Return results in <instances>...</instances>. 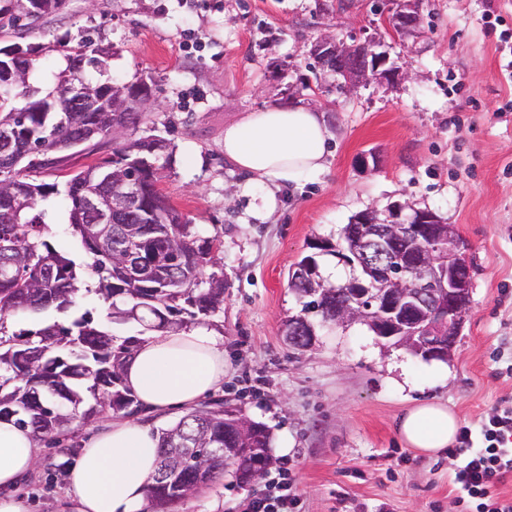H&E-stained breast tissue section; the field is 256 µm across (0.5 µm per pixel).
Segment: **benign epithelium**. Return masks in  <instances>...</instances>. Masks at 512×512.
I'll return each mask as SVG.
<instances>
[{"label":"benign epithelium","mask_w":512,"mask_h":512,"mask_svg":"<svg viewBox=\"0 0 512 512\" xmlns=\"http://www.w3.org/2000/svg\"><path fill=\"white\" fill-rule=\"evenodd\" d=\"M391 4L383 17L386 32L400 41L419 35L420 0H391ZM380 46L376 40L348 43L324 35L312 42L309 56L316 68L336 75L342 87L351 89L373 80H388L399 72L397 67H386V52L376 51ZM108 98L101 90L89 97L82 87L72 84L63 101L68 112H97ZM100 180L103 191L84 197L83 208L93 222L110 224L117 210L108 208L106 200L120 193L139 201L141 182L119 188L105 171ZM403 211L404 206L395 203L384 221L372 211H363L349 224L346 251L358 258L360 275L336 292L332 314L336 323L342 324L352 313L381 338L415 337L411 352L425 359H446L469 306L471 270L465 259L466 247L454 228L435 212L414 209L405 216ZM303 335L314 336L308 321L288 323L290 344L309 347L311 342L301 339Z\"/></svg>","instance_id":"7a95c632"}]
</instances>
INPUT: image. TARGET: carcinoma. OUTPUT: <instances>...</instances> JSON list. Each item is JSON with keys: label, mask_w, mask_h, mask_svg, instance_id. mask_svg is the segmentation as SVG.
I'll list each match as a JSON object with an SVG mask.
<instances>
[{"label": "carcinoma", "mask_w": 512, "mask_h": 512, "mask_svg": "<svg viewBox=\"0 0 512 512\" xmlns=\"http://www.w3.org/2000/svg\"><path fill=\"white\" fill-rule=\"evenodd\" d=\"M58 0H41L43 14H32L34 0H0V28L27 34L54 12ZM102 49L84 38L67 56L61 74L90 88L97 85L86 72L101 64ZM19 82L0 86V122L16 129L15 153L0 157V420H12L30 431L33 439L63 431L76 418L85 422L101 412L135 410L137 400L123 384L122 371L134 354L137 340L118 343L106 329L85 313L70 325L43 324L36 331L4 337L6 320L21 311L41 313L64 309L83 288L81 265L56 249L45 237L46 224L39 202L52 195L67 201L68 223L97 276L95 293L108 305L110 321L154 319L156 328H181L201 323L224 303V272L220 266L223 241L219 234L202 236L185 222L174 207L161 220L145 224L138 209H129L116 224H90L79 199L100 188L92 167L73 175L59 188L38 183L33 171L49 161L16 165L18 157L35 158L53 153L67 142L96 129L99 138L116 143L112 154H131L130 139L139 128L142 113L127 112L129 131L113 129L111 112H60L49 101L64 91L62 82L47 92L30 82L37 68L28 55L14 58ZM117 180L149 174L134 166L118 167L104 160ZM22 193L29 205L15 211L11 196ZM213 271L208 273L206 268ZM269 433L258 422H247L239 411L218 406L184 415L160 435L158 467L168 472L152 477L147 495L155 512L186 498L224 471V456L246 448L234 466L241 482L258 479L271 461Z\"/></svg>", "instance_id": "1"}]
</instances>
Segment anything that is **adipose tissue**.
Returning a JSON list of instances; mask_svg holds the SVG:
<instances>
[{
    "label": "adipose tissue",
    "instance_id": "adipose-tissue-1",
    "mask_svg": "<svg viewBox=\"0 0 512 512\" xmlns=\"http://www.w3.org/2000/svg\"><path fill=\"white\" fill-rule=\"evenodd\" d=\"M328 131L316 109L272 107L250 113L224 130V154L258 184L280 185L319 174ZM125 385L158 408L186 407L224 380V343L197 327L165 332L142 344L123 371ZM409 447L447 450L458 420L447 406L422 402L400 419ZM158 459V438L146 427L114 421L82 448L70 467L69 489L79 512H140ZM36 463L30 433L0 421V488L13 486Z\"/></svg>",
    "mask_w": 512,
    "mask_h": 512
}]
</instances>
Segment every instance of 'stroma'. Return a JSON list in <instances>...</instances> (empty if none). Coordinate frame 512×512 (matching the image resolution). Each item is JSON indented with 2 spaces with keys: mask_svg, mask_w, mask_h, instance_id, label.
<instances>
[{
  "mask_svg": "<svg viewBox=\"0 0 512 512\" xmlns=\"http://www.w3.org/2000/svg\"><path fill=\"white\" fill-rule=\"evenodd\" d=\"M64 0L31 32L39 69L33 82L52 89L80 37L105 50L94 82H151L154 106L139 131L166 139L160 188L201 235L220 234L224 304L204 326L224 341V382L201 396L239 409L268 429L271 443L287 439L288 465L300 512H460L447 454L409 448L397 430L413 405L435 400L460 426H477L512 403V374L497 357L512 351V0H422L421 33L396 41L380 12L387 0ZM381 39L404 70L393 82L351 92L334 75L315 70L312 40ZM315 107L331 135L325 170L274 192L264 219L253 208L262 188L224 155V129L269 107ZM111 145L65 151L36 174L41 183L111 157ZM429 209L467 245L470 304L447 360L435 362L377 337L355 322L336 324L304 312L288 286L302 258L332 268L336 284L351 267L339 260L342 231L359 212L386 215L393 203ZM49 240L77 254L62 197L40 202ZM328 244L313 254L314 242ZM109 324L116 340L145 342L151 330L135 320L109 322L95 292L73 306L9 319V331L43 322L63 325L83 313ZM306 316L311 348L289 346V319ZM105 412L74 420L44 438L34 470L9 494L27 512H77L67 466L104 425ZM258 482L239 483L233 470L217 475L168 512H240Z\"/></svg>",
  "mask_w": 512,
  "mask_h": 512,
  "instance_id": "35a3bbf8",
  "label": "stroma"
}]
</instances>
